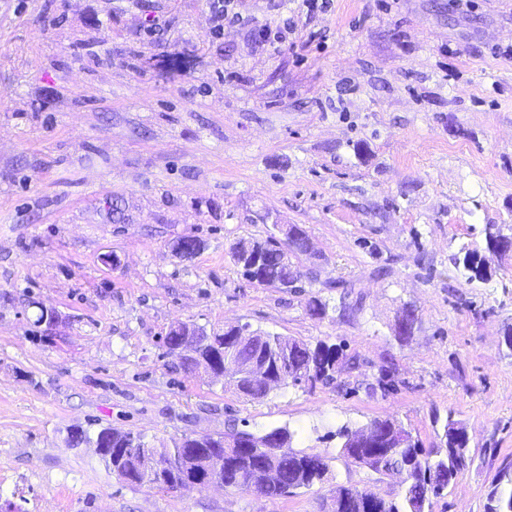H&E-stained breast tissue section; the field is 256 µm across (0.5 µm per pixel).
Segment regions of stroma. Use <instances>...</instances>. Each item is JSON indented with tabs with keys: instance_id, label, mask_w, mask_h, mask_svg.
<instances>
[{
	"instance_id": "1",
	"label": "stroma",
	"mask_w": 512,
	"mask_h": 512,
	"mask_svg": "<svg viewBox=\"0 0 512 512\" xmlns=\"http://www.w3.org/2000/svg\"><path fill=\"white\" fill-rule=\"evenodd\" d=\"M242 13L216 35L206 0H0V512H329L340 486L396 498L399 475L332 436L377 418L427 447L440 419L466 428L433 512H484L512 472V253L485 282L452 262L512 226V0H330L317 41L274 53L252 28L281 15ZM277 222L310 237L303 292L254 285L232 258ZM185 236L203 243L189 259L173 252ZM179 321L344 356L333 384L252 400L166 353ZM383 367L397 392L375 390ZM103 427L155 444L283 427L329 474L275 499L131 485L69 441Z\"/></svg>"
}]
</instances>
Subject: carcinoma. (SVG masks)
<instances>
[{
    "instance_id": "obj_1",
    "label": "carcinoma",
    "mask_w": 512,
    "mask_h": 512,
    "mask_svg": "<svg viewBox=\"0 0 512 512\" xmlns=\"http://www.w3.org/2000/svg\"><path fill=\"white\" fill-rule=\"evenodd\" d=\"M292 239L280 242L274 234L263 241L240 239L231 247L235 263L242 268L243 275L253 284L263 287L290 288L306 277L294 265L291 256L307 252L309 236L300 226L291 225ZM487 254L477 251H465L463 258H453L454 264H463L470 272L468 280L484 281L488 278L487 267L497 256V245L490 231H485ZM341 347L324 341L310 346L302 341L270 333H254L249 344L235 346L224 333H215L205 337V342L196 350L192 361L182 359L185 369L198 371L204 365H210L226 359L232 360L237 367L269 364L274 367L281 363L289 370L285 379L280 375L267 372L259 376H246L235 381L237 371L229 372V387L250 399L260 400L271 390L283 383L313 389L317 384H329L335 379ZM379 430L380 437L375 448H355L351 440L358 431L346 427L340 428L336 436L341 439V454L369 469L385 474L389 469L424 463L425 469L418 471L405 486L400 499L387 501L385 512H432L433 500L448 489V472L463 466L468 444L460 434L448 430L450 425L460 422L448 420L443 426L441 439L445 449H426L417 439H411L407 447L390 454L384 449L391 447L389 435L400 424L391 419L372 421ZM74 444L80 445L92 441L100 444L99 453L106 467L119 480L130 484H148L159 490H175L187 478L184 458L195 460L191 470L207 475V465L214 459H220L231 453L239 458V469H222L219 476L224 479L227 488H242L241 477L253 469L267 466L273 460V466L279 474V482L267 491L270 498L291 495L295 491L310 488L325 479L329 466L316 455L298 454L288 450L292 433L286 428H274L264 433L233 428L230 431L210 436L202 442L189 437L172 440L169 445L155 446L143 437L131 431L117 428L100 429L93 434L84 431L71 432ZM261 445L265 450L254 454L252 447ZM155 461L168 463L161 477L151 476L149 465ZM375 493L350 487L336 489V499L344 502L343 512H364L365 501ZM495 503L497 512H512V485L502 487L495 484L487 496V503Z\"/></svg>"
}]
</instances>
